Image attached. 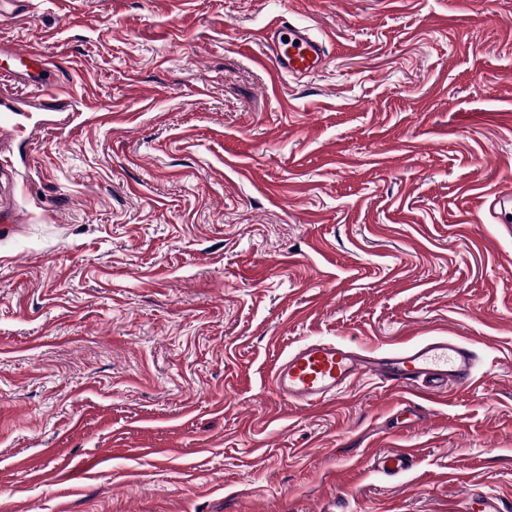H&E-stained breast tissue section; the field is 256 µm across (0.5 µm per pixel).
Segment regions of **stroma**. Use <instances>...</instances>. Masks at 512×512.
Masks as SVG:
<instances>
[{
	"label": "stroma",
	"instance_id": "35a3bbf8",
	"mask_svg": "<svg viewBox=\"0 0 512 512\" xmlns=\"http://www.w3.org/2000/svg\"><path fill=\"white\" fill-rule=\"evenodd\" d=\"M278 17L320 72L264 65ZM0 42L58 73L0 88V512H512V0H32ZM430 336L474 386L269 384ZM260 40L277 75L309 76L327 63L325 42L308 26L279 19L263 29ZM374 463L386 475L397 476L415 466L416 454L407 449L392 448L380 453ZM457 512H502L499 499L491 494L473 488L466 492L465 499Z\"/></svg>",
	"mask_w": 512,
	"mask_h": 512
}]
</instances>
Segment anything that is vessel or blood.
<instances>
[{"label": "vessel or blood", "instance_id": "obj_1", "mask_svg": "<svg viewBox=\"0 0 512 512\" xmlns=\"http://www.w3.org/2000/svg\"><path fill=\"white\" fill-rule=\"evenodd\" d=\"M260 39L277 74L309 76L327 63L326 45L310 27L279 19L263 29ZM10 54L19 63L12 78L52 95L53 72L37 45L11 49ZM476 365L472 346L454 337L410 342L375 357L362 355L349 342L309 340L276 363L270 377L279 397L310 408L334 401L364 377L424 394L467 388L475 381ZM374 463L386 475L397 476L415 466L416 455L407 449L392 448L380 453ZM457 512H502V507L495 495L472 489L466 492Z\"/></svg>", "mask_w": 512, "mask_h": 512}]
</instances>
